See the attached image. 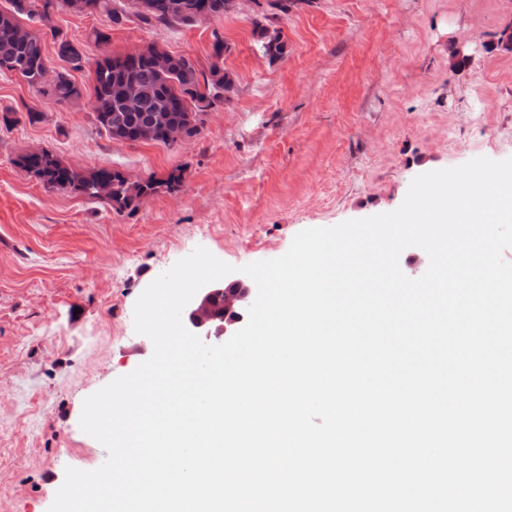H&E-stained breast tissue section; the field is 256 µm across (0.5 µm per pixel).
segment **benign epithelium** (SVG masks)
<instances>
[{"label": "benign epithelium", "instance_id": "1", "mask_svg": "<svg viewBox=\"0 0 512 512\" xmlns=\"http://www.w3.org/2000/svg\"><path fill=\"white\" fill-rule=\"evenodd\" d=\"M232 289L222 283L208 285L194 296L183 310L188 330L199 335L231 336L238 331L241 313L248 310L253 300V289L245 279L230 282ZM224 297V314L214 311L213 303Z\"/></svg>", "mask_w": 512, "mask_h": 512}]
</instances>
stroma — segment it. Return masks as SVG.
<instances>
[{
    "label": "stroma",
    "mask_w": 512,
    "mask_h": 512,
    "mask_svg": "<svg viewBox=\"0 0 512 512\" xmlns=\"http://www.w3.org/2000/svg\"><path fill=\"white\" fill-rule=\"evenodd\" d=\"M259 13L241 0L169 29L54 11L85 45L70 72L87 87L92 29L115 53L154 44L203 63L223 37L236 89L186 144L112 140L89 99L58 104L0 75V110L17 118L0 124V512H48L66 468L105 462L80 428L83 402L151 356L135 303L195 247L235 267L274 259L305 229L396 210L419 174L512 157V49L498 43L512 0H290L274 20L288 56L275 63L252 36ZM455 48L468 58L458 72ZM31 110L43 120L29 123ZM42 148L78 170L181 183L120 214L15 165Z\"/></svg>",
    "instance_id": "35a3bbf8"
}]
</instances>
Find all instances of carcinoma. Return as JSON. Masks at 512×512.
Masks as SVG:
<instances>
[{
	"instance_id": "1",
	"label": "carcinoma",
	"mask_w": 512,
	"mask_h": 512,
	"mask_svg": "<svg viewBox=\"0 0 512 512\" xmlns=\"http://www.w3.org/2000/svg\"><path fill=\"white\" fill-rule=\"evenodd\" d=\"M171 0H150L149 7L136 8L134 16L147 26H191L199 17L220 18L228 10L230 0H182L183 12L170 10ZM10 7L0 10V74L13 73V68H27L28 85L37 93L56 103L81 100L83 89L69 73L59 71L47 78V57L44 41L51 36L56 54L81 67L83 48L52 25L51 11L56 7L76 13L99 14L109 25L120 26L128 14L112 8V0H8ZM41 23V28L24 38L16 27L23 21ZM252 35L264 57L274 63L288 56V41L282 30L268 23L267 15L253 21ZM93 42L102 49L95 62L94 85L91 91L92 111L96 124L114 139L138 142V134L154 126L151 140L165 145H179L193 140L200 133L203 116L216 110L234 91V74L224 67V53L228 46L218 34H213V52L208 65L185 55H172L166 68L160 69L149 57L130 62L131 78L119 84L115 68L119 56L105 50L108 34L93 30ZM171 103L169 118L160 128L154 125L159 103ZM14 164L27 174L36 173L38 181L50 190L77 193L92 200L109 204L117 212L135 213L142 200L162 190L172 192L180 184L181 175L170 173L165 178L153 175L128 183L117 169L80 171L68 166L57 154L41 149L17 156Z\"/></svg>"
}]
</instances>
